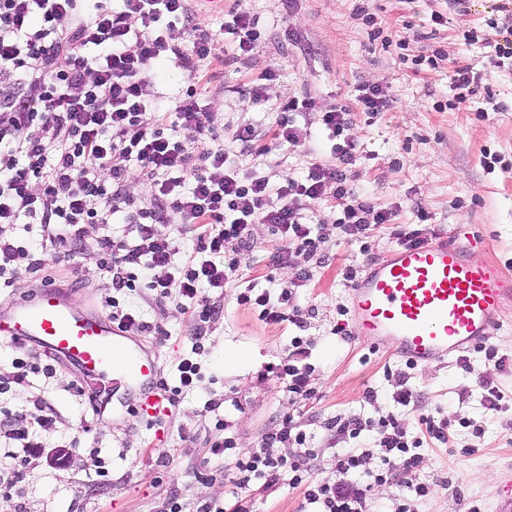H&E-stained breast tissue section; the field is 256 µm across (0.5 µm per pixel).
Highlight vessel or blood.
<instances>
[{
    "mask_svg": "<svg viewBox=\"0 0 512 512\" xmlns=\"http://www.w3.org/2000/svg\"><path fill=\"white\" fill-rule=\"evenodd\" d=\"M486 248L484 238L462 232L369 262L350 288L352 335L417 365L446 363L482 343L512 299V275ZM0 337L73 365L90 394L121 376L134 408L163 437L171 405L157 384L156 359L108 315L75 307L67 292L45 283L30 296L0 301Z\"/></svg>",
    "mask_w": 512,
    "mask_h": 512,
    "instance_id": "1",
    "label": "vessel or blood"
}]
</instances>
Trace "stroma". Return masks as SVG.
<instances>
[{"mask_svg":"<svg viewBox=\"0 0 512 512\" xmlns=\"http://www.w3.org/2000/svg\"><path fill=\"white\" fill-rule=\"evenodd\" d=\"M495 0H224L211 10L195 0L194 24L199 33L216 37L224 9L246 8L259 18L262 38L249 59L214 74L210 90L217 99L220 137L231 138L243 127L266 135L279 119L281 102L315 97L321 108L354 105L356 88L378 86L390 105L376 118H358L346 130L361 148L351 168L355 191L379 208L395 209L391 223L377 226L367 253L344 240L329 204L316 214L323 223L321 250L329 262L314 268L313 277L297 291L296 302L307 311L304 328L284 322L271 325L256 310L238 305L247 286L279 294L296 271L306 267L296 254L288 268L271 271L270 254L278 245L271 229L256 225L254 247L242 262L241 275L224 291V312L201 323L184 314L177 297L154 299L151 291L122 294V307L160 327V334L129 329L158 358L160 376L176 385L175 366L195 338L204 349L198 360L204 380L183 392L172 410L163 442L130 405L122 381L103 414H93L87 396L78 394L76 368L56 363L52 377L30 375L27 383L0 391V421L23 416L33 401L54 408L53 429L39 452L26 455L22 479L0 492V512H163L172 496H180L189 512L198 502L231 505L230 475L212 456L214 440L235 437L242 452H271L267 434L287 415H294L311 436L315 475L330 470L328 422L352 416L379 418L393 413L411 432L427 413L465 418L447 443L425 442L419 468L398 471L395 481L375 486L372 512H399L405 485L428 484V497L415 512H491L500 473L512 470V368L499 369L472 353L471 371L456 362L408 368L389 350L350 334L349 283L346 267L363 268L397 249L395 233L419 229L438 241L457 227L483 236L487 253L512 271V67H496L491 48L466 43L468 33L486 34ZM441 23H433L432 15ZM468 59L481 69L491 93L458 95L451 88L450 63ZM276 79L262 81L267 69ZM261 80L264 105L249 106L244 85ZM321 132L308 148L277 147L254 161L259 175L280 181L298 175L308 162L330 160ZM429 213L418 222L415 206ZM124 225L85 227L84 245L66 257L48 254L42 276L69 288L77 306L106 310L111 281L100 267L97 240L104 233L122 236ZM275 274L267 282V274ZM301 337L312 368L311 399L294 401L272 366L287 362L291 341ZM247 352L248 360L227 366L225 351ZM494 379L505 394L502 412H485L480 383ZM419 396L415 405L394 400L400 386ZM374 401H366L367 392ZM219 403L218 412L207 409ZM224 417L227 430L216 429ZM61 468H54L56 458Z\"/></svg>","mask_w":512,"mask_h":512,"instance_id":"1","label":"stroma"}]
</instances>
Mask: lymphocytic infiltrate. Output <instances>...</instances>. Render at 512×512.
I'll return each mask as SVG.
<instances>
[{
  "mask_svg": "<svg viewBox=\"0 0 512 512\" xmlns=\"http://www.w3.org/2000/svg\"><path fill=\"white\" fill-rule=\"evenodd\" d=\"M0 0V288L13 287L17 259L29 273L45 265L48 248L80 249L84 225L122 221L132 239L105 235L97 246L114 291L147 288L157 298L178 289L185 312L209 322L223 312L214 291L238 280L240 258L224 254L227 240L251 251L254 227L268 225L280 244L271 254L273 268L287 267L293 253L316 256L314 207L332 203L336 225L348 241L365 244L374 226L390 223L392 212L362 199L348 178L357 145L343 133L355 112L374 116L388 105L376 86L357 89L355 106L320 109L313 98L291 99L269 142L256 143L252 129L237 130L230 141L215 133L216 112L206 91L214 66L247 59L260 39L259 20L245 9L225 14L220 26L227 56L215 55L213 39L196 33L189 0ZM189 32L187 44L173 42L174 28ZM171 61L187 74L185 92L174 99L157 90L155 71ZM320 124L330 143L332 163H309L283 182L241 172L230 160L236 148L261 156L271 147L297 148L310 142ZM152 184L149 205H138L125 186L132 172ZM36 224L39 240L20 244L4 227ZM190 230L191 247L176 260L168 227ZM312 273L297 271L279 296L248 288L236 296L242 306L258 308L262 321L303 326L294 297ZM307 351L294 340L287 363L276 370L292 399H310ZM420 434L407 431L394 416L371 422L359 416L333 421L331 435L356 438L378 428L381 466H366L367 452L341 448L331 471L314 476V455L300 422L288 417L269 434L273 443H293L300 455L273 457L237 451L233 437L213 442L211 453L229 458L234 504L231 510L205 502L198 512H253L254 485L304 487V498L319 512H368L374 485L392 482L399 469L419 467L424 438L447 443L451 420L421 416Z\"/></svg>",
  "mask_w": 512,
  "mask_h": 512,
  "instance_id": "obj_1",
  "label": "lymphocytic infiltrate"
}]
</instances>
